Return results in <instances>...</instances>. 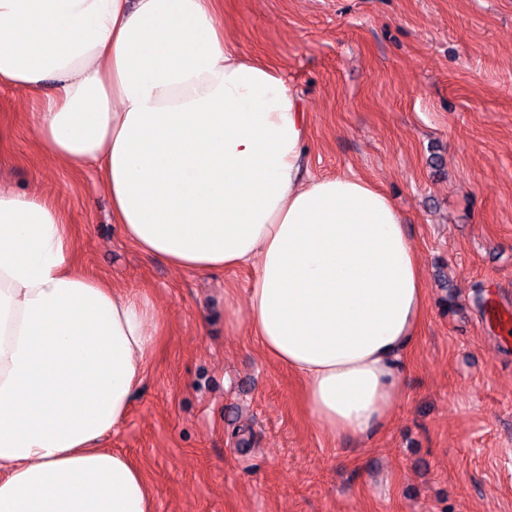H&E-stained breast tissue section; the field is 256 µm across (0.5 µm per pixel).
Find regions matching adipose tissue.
<instances>
[{
	"label": "adipose tissue",
	"mask_w": 512,
	"mask_h": 512,
	"mask_svg": "<svg viewBox=\"0 0 512 512\" xmlns=\"http://www.w3.org/2000/svg\"><path fill=\"white\" fill-rule=\"evenodd\" d=\"M57 165L100 164L112 220L177 269L248 267L247 329L305 385L313 423L369 438L404 387L426 288L379 186L308 172V127L275 69L225 38L214 0H0V80ZM38 185L0 187V512H155L101 447L159 344L151 299L72 266Z\"/></svg>",
	"instance_id": "ef3b65f1"
}]
</instances>
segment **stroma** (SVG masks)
Returning <instances> with one entry per match:
<instances>
[{
  "instance_id": "stroma-1",
  "label": "stroma",
  "mask_w": 512,
  "mask_h": 512,
  "mask_svg": "<svg viewBox=\"0 0 512 512\" xmlns=\"http://www.w3.org/2000/svg\"><path fill=\"white\" fill-rule=\"evenodd\" d=\"M224 35L308 115L309 168L401 210L427 291L405 389L365 442L316 427L300 381L244 328L250 269L137 251L89 166L34 145L41 94L0 82V185L37 182L74 263L162 310L161 343L106 447L156 512H512V0H217Z\"/></svg>"
}]
</instances>
